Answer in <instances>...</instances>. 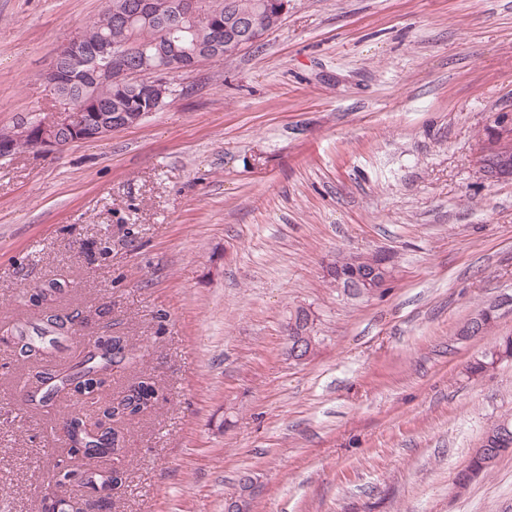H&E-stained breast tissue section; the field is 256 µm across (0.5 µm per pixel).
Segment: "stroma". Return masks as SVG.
Wrapping results in <instances>:
<instances>
[{
  "mask_svg": "<svg viewBox=\"0 0 512 512\" xmlns=\"http://www.w3.org/2000/svg\"><path fill=\"white\" fill-rule=\"evenodd\" d=\"M108 0H0V129L57 111L44 75ZM175 96L94 142L0 158V329L35 322L49 281L89 341L124 336L154 407L125 424L108 512H512V452L456 488L512 415V179L484 176L512 128V0H291L261 42L174 79ZM385 252L371 297L326 261ZM486 334L462 335L494 300ZM310 311L321 344L288 357ZM0 340V512H41L64 403L25 412ZM480 164L490 179L512 178V131L496 130L486 141ZM500 429L504 430L506 433L510 435V445L509 446H500L499 443V436H500ZM490 430L494 431L493 436H489L487 431L483 441L481 448H478L474 454V456L471 457V460L467 467L463 469L461 472L457 475V482L459 485H465L467 483V480L469 478V472L472 470H482V474L487 472L491 467H483L481 465V462L484 460V458L488 457V452L494 450L495 448H498L499 450H502V453L507 451L509 448H512V421L508 419H504L494 425ZM496 431V432H495ZM485 440L487 444H485ZM482 451V455L479 456L480 451Z\"/></svg>",
  "mask_w": 512,
  "mask_h": 512,
  "instance_id": "stroma-1",
  "label": "stroma"
}]
</instances>
